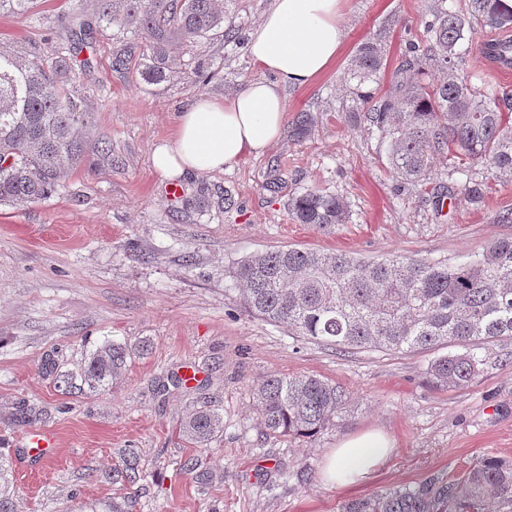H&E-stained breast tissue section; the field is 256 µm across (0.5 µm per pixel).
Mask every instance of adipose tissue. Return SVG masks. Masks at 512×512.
<instances>
[{
  "instance_id": "1",
  "label": "adipose tissue",
  "mask_w": 512,
  "mask_h": 512,
  "mask_svg": "<svg viewBox=\"0 0 512 512\" xmlns=\"http://www.w3.org/2000/svg\"><path fill=\"white\" fill-rule=\"evenodd\" d=\"M343 2L272 0L248 33V52L260 76L224 98L202 95L190 103L171 138L155 146L153 170L176 179L219 172L243 157L262 156L283 131L285 89L313 84L340 56ZM392 449L383 432L358 434L333 450L324 477L338 488L362 483Z\"/></svg>"
}]
</instances>
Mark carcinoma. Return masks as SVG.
<instances>
[{"mask_svg": "<svg viewBox=\"0 0 512 512\" xmlns=\"http://www.w3.org/2000/svg\"><path fill=\"white\" fill-rule=\"evenodd\" d=\"M36 0H0V11L29 12ZM98 19L116 29L115 38L141 41L134 59L120 49L117 69H136L153 86L177 79L205 82L210 62L195 52L201 43L225 36L224 9L217 0H97ZM512 28V14L494 0H446L408 40L392 87L377 97L362 91L385 69L384 47L360 44L345 76L354 84L356 122L376 130L387 144L395 190L427 187L435 160L448 159L452 172L469 175L471 165L512 175V99L480 90L456 70L462 44L477 28ZM486 55L512 61V39L484 44ZM437 69L434 83L424 79ZM69 59L47 63L0 51V204L39 203L56 193L68 170L85 156L83 113L67 92L63 75ZM464 195L472 205L484 199L483 184L470 180ZM298 224L329 232L349 221L338 195L308 189L288 202ZM234 279L245 307L258 318L291 329L297 336L339 348L370 347L408 352L437 347L448 353L427 370L434 383L465 388L482 372L479 346L512 337V237L497 239L462 263L424 261L393 254L375 261L347 253L278 248L240 261ZM134 350L104 338L76 375L61 374L93 390L106 391L124 374ZM254 395L265 430L274 435L312 437L342 418L344 390L316 376H264ZM224 429L213 406L202 403L183 421L181 432L206 447ZM201 484L212 473L190 458L180 465ZM9 461L0 453V512H15ZM512 512V458L484 455L457 478L392 487L351 499L342 512H485L489 500Z\"/></svg>", "mask_w": 512, "mask_h": 512, "instance_id": "obj_1", "label": "carcinoma"}]
</instances>
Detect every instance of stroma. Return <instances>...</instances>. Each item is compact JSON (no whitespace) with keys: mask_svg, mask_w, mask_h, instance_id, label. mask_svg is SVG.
Wrapping results in <instances>:
<instances>
[{"mask_svg":"<svg viewBox=\"0 0 512 512\" xmlns=\"http://www.w3.org/2000/svg\"><path fill=\"white\" fill-rule=\"evenodd\" d=\"M435 4L346 0L343 52L318 81L286 90L280 139L224 171L181 177L177 198L152 169V150L198 96L220 99L259 76L245 45H201L213 79L155 87L113 68L117 44L99 26L95 0H39L31 18L0 13V45L25 56L67 51L72 29L90 25L68 88L85 115L88 150L104 139L112 145L111 165L71 168L50 199L0 206V451L11 458L16 512H94L130 494L132 512H339L351 498L451 478L486 454L512 457V339L482 350L471 386L448 389L426 374L436 351L312 342L249 313L232 277L240 260L280 247L461 262L512 236V223L498 219L512 208V177L475 166L487 187L476 208L461 194L465 176L437 163L433 185L457 196L436 209L430 195L395 190L379 134L345 107L343 75L359 44L384 46L378 89L386 91ZM499 36L479 31L463 44L458 69L512 93V68L496 67L482 50ZM314 188L343 197L349 222L329 233L294 223L289 198ZM106 336L148 350L132 356L108 392L58 387L56 372L79 373ZM49 359L55 371L45 370ZM270 373L342 386L345 416L311 438L266 435L253 388ZM204 401L220 410L224 431L201 450L180 424ZM25 403L38 412L31 425L15 426ZM367 429L393 439L388 460L361 484H326L325 458ZM33 430L55 434V459L24 460ZM131 454L140 480L112 483V469ZM193 457L215 474L207 488L180 468Z\"/></svg>","mask_w":512,"mask_h":512,"instance_id":"1","label":"stroma"}]
</instances>
